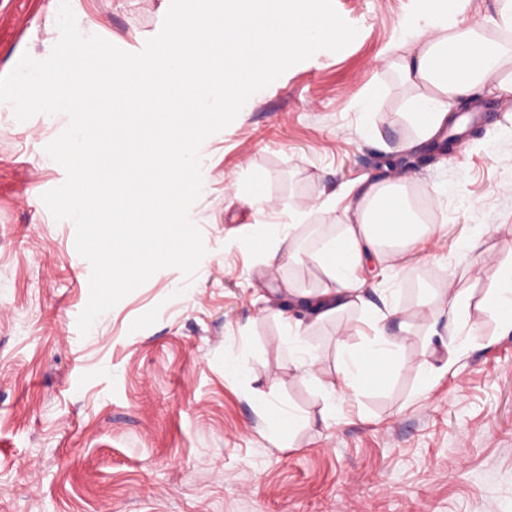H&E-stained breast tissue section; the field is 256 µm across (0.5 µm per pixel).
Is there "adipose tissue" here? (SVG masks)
Returning a JSON list of instances; mask_svg holds the SVG:
<instances>
[{"label":"adipose tissue","mask_w":512,"mask_h":512,"mask_svg":"<svg viewBox=\"0 0 512 512\" xmlns=\"http://www.w3.org/2000/svg\"><path fill=\"white\" fill-rule=\"evenodd\" d=\"M466 0H420L418 19L405 39L411 49L400 67L408 81L431 87L420 97L409 118L421 138L437 135L457 101L468 99L479 86L491 85L497 96L512 97V78L501 77L505 57H512V43L488 39L465 23L461 14ZM406 196L391 187H362L352 219L338 236L313 252L311 258L329 278L307 308L311 321L331 320L363 303L364 279L358 275L365 262L379 252L399 260V245L421 239ZM396 338L376 334L362 348L340 346V377L320 380L327 396L384 381L397 364Z\"/></svg>","instance_id":"adipose-tissue-1"}]
</instances>
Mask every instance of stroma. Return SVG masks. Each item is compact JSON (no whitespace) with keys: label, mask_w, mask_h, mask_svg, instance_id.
I'll list each match as a JSON object with an SVG mask.
<instances>
[{"label":"stroma","mask_w":512,"mask_h":512,"mask_svg":"<svg viewBox=\"0 0 512 512\" xmlns=\"http://www.w3.org/2000/svg\"><path fill=\"white\" fill-rule=\"evenodd\" d=\"M70 3L83 35L137 52L170 0ZM334 6L354 41L289 68L203 142L194 278L157 271L85 335L91 266L73 223L40 198L65 180L45 147L68 118L20 122L0 107V512H512V335L487 305L496 264L512 262V99L476 90L493 120L459 153L425 160L407 114L426 88L396 67L416 0ZM58 8L0 0V76L23 54L50 55ZM417 156L403 190L431 198L430 232L360 273L368 302L402 314L386 323L401 365L328 399L317 381L337 378L339 344L374 335L363 309L309 326L313 362L298 366L286 315L329 280L306 258L268 267L275 235L255 245L241 229L304 203L296 242L335 238L345 189L392 183L388 159ZM257 174L261 214L243 199ZM449 283L469 297L454 317L436 295ZM230 358L245 371L226 370ZM272 408L309 423L274 439Z\"/></svg>","instance_id":"obj_1"}]
</instances>
